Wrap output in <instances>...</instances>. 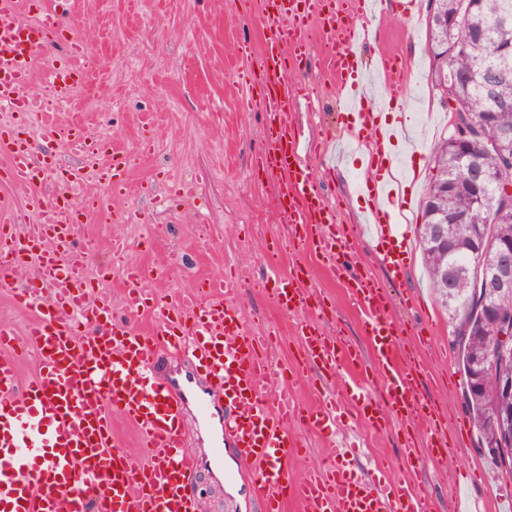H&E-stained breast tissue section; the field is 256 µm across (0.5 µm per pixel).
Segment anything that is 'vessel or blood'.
Instances as JSON below:
<instances>
[{"instance_id": "vessel-or-blood-1", "label": "vessel or blood", "mask_w": 512, "mask_h": 512, "mask_svg": "<svg viewBox=\"0 0 512 512\" xmlns=\"http://www.w3.org/2000/svg\"><path fill=\"white\" fill-rule=\"evenodd\" d=\"M379 2L264 0L267 36L259 80L266 93L259 105L266 125L258 163L280 179L293 246L318 252L337 268L363 315L379 387L375 395L359 383L352 388L363 422L377 430L424 422L430 456L441 462L448 445H466L469 428L464 420L449 421L421 397L426 368L407 357L387 288L348 268L355 233L337 223L308 167L317 140H301L292 119L297 96L288 74L305 62L314 28L328 35L327 63L344 92L353 127L372 139L367 165L394 164L401 128L383 122L377 107L401 101L408 82L405 66L395 55L382 54V89L377 92L357 51L382 38V28L360 23ZM23 7V0H0V102L11 104L17 115L13 125L0 128V150L9 157L13 182L29 190L23 212L0 222V284H13L21 253L34 254V283L18 291L35 314L27 336L39 370L21 381L14 333L0 326V512H198L191 488L200 463L186 452L192 411L199 430L212 439L214 465L223 467L230 451L247 468L260 512H283L289 501L298 503L301 512H431L430 497L411 483L365 479L334 448L325 449L322 467L303 480L289 477V458L304 452L292 434L293 423L304 422L332 439L339 420L336 400L325 396L311 409L280 388L283 373L269 356L275 338L247 330L229 297L233 277L211 279L194 293L164 302L147 287L151 270L127 268L124 322L113 319L107 295L86 287L85 246L74 226L86 210L102 208L105 201L75 200L70 189L83 181V168L61 165L52 146L79 143L86 155L107 157L99 178L111 190L124 184L130 157L114 150L110 140L87 139L80 126L50 121L42 127L49 148L34 157L24 135L32 107L23 91L32 80L33 58L60 34V20L57 11L46 10L35 21H24ZM65 41L68 59L51 66L62 94L84 83V70L71 59L90 52L76 32ZM51 173L56 176L52 196L36 194ZM360 194L369 202L375 254L392 280L400 281L411 239L391 222L389 182L377 174L362 182ZM16 224L22 225V234L13 233ZM303 277L299 269L275 277L270 296L281 310L308 314L298 333L304 369L343 378L357 371L362 355L326 334ZM144 310L157 315L150 335L131 323ZM180 357L190 362L185 375L164 369L165 360ZM115 412L135 426L146 461L124 451L112 430Z\"/></svg>"}]
</instances>
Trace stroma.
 <instances>
[{
    "instance_id": "obj_1",
    "label": "stroma",
    "mask_w": 512,
    "mask_h": 512,
    "mask_svg": "<svg viewBox=\"0 0 512 512\" xmlns=\"http://www.w3.org/2000/svg\"><path fill=\"white\" fill-rule=\"evenodd\" d=\"M382 43L361 47L367 63L383 52L401 55L410 70L401 114L411 121L414 148L422 167L406 178L411 226L422 222L424 186L432 171L431 148L448 133V111L428 80L431 58L425 23L410 26L402 17L385 13ZM62 25L73 28L89 43L98 65L82 87L67 96L51 116L62 123L80 124L88 137L110 138L133 154L121 192L109 195L97 174L84 180L82 192L107 198L103 210L83 217L81 241L93 252L87 275L100 279L112 296V311L123 318V272L130 266L153 269L148 286L173 301L194 290L201 279L229 274L238 281L236 299L249 332H275L276 361L291 370L299 357L297 327L301 312L278 310L269 298L273 274L304 268V281L327 305L322 325L363 354H370L362 316L352 305L342 281L321 255L296 250L291 228L276 206L277 178L255 166L261 148L265 116L257 99L258 84L245 75L259 73L262 64L263 0H70ZM311 53L304 70L290 74L298 91L294 115L304 134L318 137L324 156L313 159L320 192L336 210L338 222L357 223L364 203L354 183L362 166L357 158L330 161L337 143L349 135L339 106V88L325 64V38L310 32ZM248 54H241V44ZM194 180L197 193L183 200L177 193L182 180ZM208 233L199 236V225ZM121 242L120 258L112 245ZM421 300V310L399 304L402 291ZM392 312L411 333L428 317L435 344L451 346L448 313L437 298L419 248H412L404 286L392 287ZM344 406V428L337 442L355 445L363 475L384 468L394 479L414 482L433 499L434 512H465L475 496H484L493 512H512L505 491L512 479L502 476L495 462L470 440L467 450L450 448L446 468L432 463L412 466L402 453L399 429L375 431L360 421L352 408L351 392L336 386ZM479 466L480 484L451 485L458 465ZM194 492L201 512H256L254 490L233 455H225L223 473L199 470Z\"/></svg>"
}]
</instances>
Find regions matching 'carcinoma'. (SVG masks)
<instances>
[{
    "mask_svg": "<svg viewBox=\"0 0 512 512\" xmlns=\"http://www.w3.org/2000/svg\"><path fill=\"white\" fill-rule=\"evenodd\" d=\"M436 11L456 15L463 22L462 35L475 37L455 52L445 50L448 36L428 26L429 50L434 60L431 79L441 73L466 75L456 87L457 97L478 111L491 115L494 128L476 122L470 129L466 151L448 137L434 147V169L423 198V224L419 229L425 266L450 311L454 323L452 344L458 347L461 372L466 381L465 406L479 436L487 440L500 437L501 446L493 454L498 468L512 477V399L497 394V374L484 370L483 360L498 353L500 343L490 330L495 318L512 320V289L485 296L481 283L487 275L489 255L480 246L512 245V220L499 224H450L438 239L432 225L441 224L444 215L467 209L470 198L445 190L446 176L460 174L461 156L485 165L493 175L489 186L493 205L512 213V195L498 194L497 182L512 183V164H501L488 141L493 131L502 135L500 146L512 156V79L487 89L491 72L512 69V0H436ZM457 279V288L443 286L445 271Z\"/></svg>",
    "mask_w": 512,
    "mask_h": 512,
    "instance_id": "obj_1",
    "label": "carcinoma"
}]
</instances>
